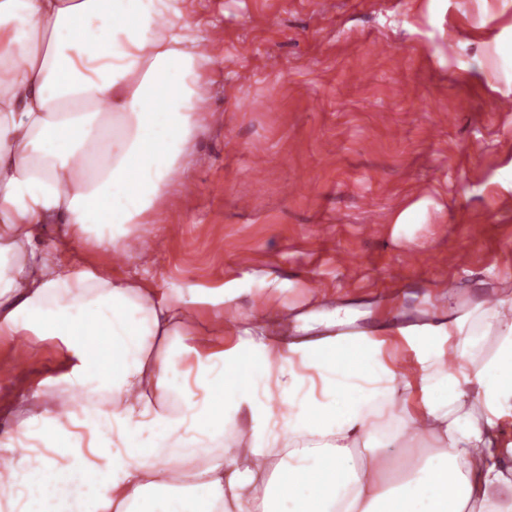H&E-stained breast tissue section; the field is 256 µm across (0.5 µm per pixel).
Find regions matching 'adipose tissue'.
<instances>
[{"instance_id":"1","label":"adipose tissue","mask_w":512,"mask_h":512,"mask_svg":"<svg viewBox=\"0 0 512 512\" xmlns=\"http://www.w3.org/2000/svg\"><path fill=\"white\" fill-rule=\"evenodd\" d=\"M189 30L182 0H0V338L64 355L0 437V512H512V295L450 321L447 348L417 334L411 410L371 336L286 342L261 318L228 346L229 294L192 319L39 245L60 224L120 252L153 222L202 127ZM418 423L442 449L417 469L360 443Z\"/></svg>"}]
</instances>
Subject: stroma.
Returning a JSON list of instances; mask_svg holds the SVG:
<instances>
[{"label": "stroma", "instance_id": "1", "mask_svg": "<svg viewBox=\"0 0 512 512\" xmlns=\"http://www.w3.org/2000/svg\"><path fill=\"white\" fill-rule=\"evenodd\" d=\"M185 0L210 59L188 169L137 247L73 256L181 293L233 295L224 336L272 308L312 336L386 340L512 293V0ZM460 263L449 267V253ZM0 341L3 406L57 375L58 344L37 342L27 371ZM387 462L440 452L425 430L389 444Z\"/></svg>", "mask_w": 512, "mask_h": 512}]
</instances>
